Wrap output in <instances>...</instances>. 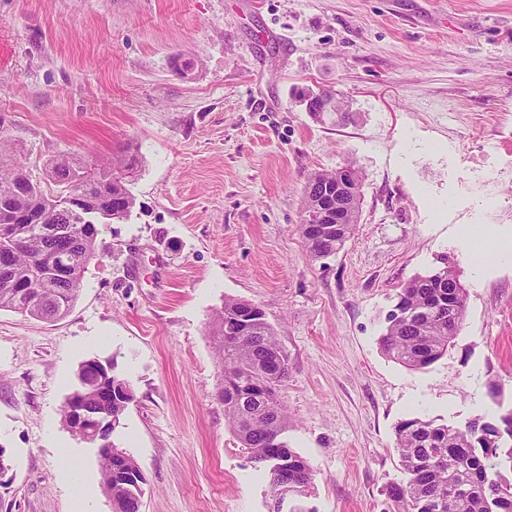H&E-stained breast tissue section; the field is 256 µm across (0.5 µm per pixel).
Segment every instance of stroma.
Instances as JSON below:
<instances>
[{
  "label": "stroma",
  "instance_id": "obj_1",
  "mask_svg": "<svg viewBox=\"0 0 512 512\" xmlns=\"http://www.w3.org/2000/svg\"><path fill=\"white\" fill-rule=\"evenodd\" d=\"M311 89L354 120H317ZM0 136L36 178L62 155H139L135 206L101 225L70 312L0 310V512H72L68 468L112 512L97 444L61 422L92 358L132 390L110 439L146 476L141 512H268L218 398L208 323L228 297L258 304L288 354L305 512H392L400 419L512 408V0H0ZM346 166L364 177L358 224L312 259L307 177ZM473 228L507 253L479 260ZM444 256L466 315L410 370L380 348L385 317Z\"/></svg>",
  "mask_w": 512,
  "mask_h": 512
}]
</instances>
